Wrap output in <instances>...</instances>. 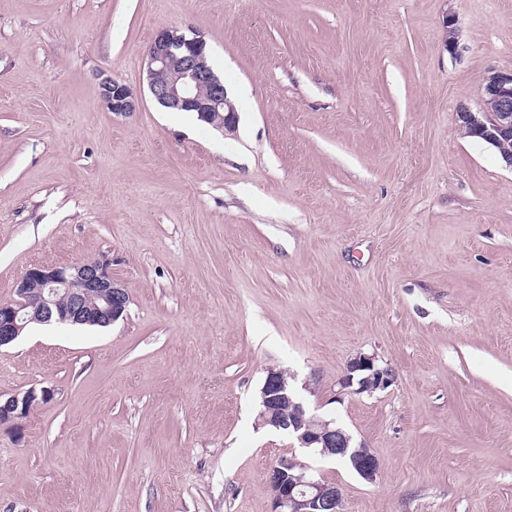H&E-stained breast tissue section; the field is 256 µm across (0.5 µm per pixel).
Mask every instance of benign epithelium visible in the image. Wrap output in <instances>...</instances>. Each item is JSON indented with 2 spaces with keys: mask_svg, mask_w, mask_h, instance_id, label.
<instances>
[{
  "mask_svg": "<svg viewBox=\"0 0 512 512\" xmlns=\"http://www.w3.org/2000/svg\"><path fill=\"white\" fill-rule=\"evenodd\" d=\"M149 91L158 105L171 111H188L225 134L236 130L238 109L222 80L209 63L204 36L188 37L175 28L160 29L146 54ZM104 106L115 114L136 111L138 97L127 85L106 76L100 81ZM483 100L492 108L474 112L457 110L459 127L495 148L512 169V149L502 145L512 138V71H495L483 89ZM129 303L122 285L112 275V257L103 255L90 263L65 267L35 265L16 288V298L0 303V347L16 341L31 323L42 325L109 326L124 316ZM295 374L271 368L260 390L259 423L287 431L300 448L323 457L350 455L356 474L366 482L375 480L378 458L361 444L351 447L352 437L331 422L310 414L299 390L291 385ZM395 374L376 356L359 354L346 365L340 386L353 394L388 388ZM51 391L30 388L22 394L0 395V427L12 426L31 408L48 401ZM307 464L282 459L271 467L268 484L272 512H345L340 488L312 477L297 480L291 470Z\"/></svg>",
  "mask_w": 512,
  "mask_h": 512,
  "instance_id": "7a95c632",
  "label": "benign epithelium"
}]
</instances>
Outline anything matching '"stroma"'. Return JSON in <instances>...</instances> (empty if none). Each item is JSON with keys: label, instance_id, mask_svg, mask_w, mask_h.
Here are the masks:
<instances>
[{"label": "stroma", "instance_id": "obj_1", "mask_svg": "<svg viewBox=\"0 0 512 512\" xmlns=\"http://www.w3.org/2000/svg\"><path fill=\"white\" fill-rule=\"evenodd\" d=\"M166 27L205 37L233 134L149 94ZM510 70L512 0H0V302L104 253L129 296L0 348V394L53 392L0 427V512H271L285 458L346 512H512V169L456 116ZM360 353L389 388L342 392ZM272 367L373 482L259 426ZM101 99L113 114H129L136 111L138 97L127 85L106 76L100 81Z\"/></svg>", "mask_w": 512, "mask_h": 512}]
</instances>
